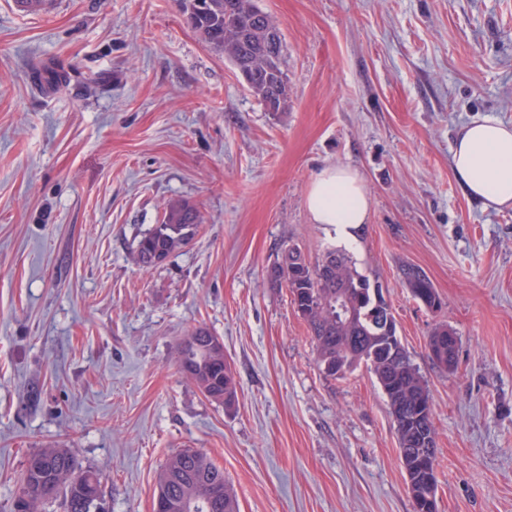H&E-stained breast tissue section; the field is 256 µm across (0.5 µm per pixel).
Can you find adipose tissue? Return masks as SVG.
<instances>
[{
    "label": "adipose tissue",
    "mask_w": 512,
    "mask_h": 512,
    "mask_svg": "<svg viewBox=\"0 0 512 512\" xmlns=\"http://www.w3.org/2000/svg\"><path fill=\"white\" fill-rule=\"evenodd\" d=\"M452 170L469 197L512 206V127L491 119L461 126L454 138ZM306 206L313 223L331 227L344 249L357 247L370 220L361 173L348 165L323 168L311 181Z\"/></svg>",
    "instance_id": "adipose-tissue-1"
}]
</instances>
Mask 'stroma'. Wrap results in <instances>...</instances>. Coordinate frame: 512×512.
Returning a JSON list of instances; mask_svg holds the SVG:
<instances>
[{
	"mask_svg": "<svg viewBox=\"0 0 512 512\" xmlns=\"http://www.w3.org/2000/svg\"><path fill=\"white\" fill-rule=\"evenodd\" d=\"M283 37L288 107L268 111L179 0H0V512L28 457L66 448L106 512H153L173 453L224 470L239 512H413L374 374H325L282 248L318 262L331 229L305 197L324 167L362 174L353 255L378 279L426 380L437 512H512V207L468 198L456 130L512 125V0H259ZM69 73L53 90L36 65ZM103 85L85 89V77ZM174 199L205 222L161 266L133 259ZM421 267L441 307L403 284ZM457 365L433 364L438 324ZM224 343L232 408L181 372L196 327ZM450 329V328H449ZM448 325L441 324L435 328L432 335L428 341L429 351L433 353L435 351L440 352L443 351L446 354V359L444 361L431 356V359L440 367L448 369L451 366V363L448 361V343H456L457 337L454 333L448 332Z\"/></svg>",
	"mask_w": 512,
	"mask_h": 512,
	"instance_id": "35a3bbf8",
	"label": "stroma"
}]
</instances>
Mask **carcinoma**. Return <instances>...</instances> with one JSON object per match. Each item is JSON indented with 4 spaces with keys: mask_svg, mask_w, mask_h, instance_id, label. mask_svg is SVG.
Wrapping results in <instances>:
<instances>
[{
    "mask_svg": "<svg viewBox=\"0 0 512 512\" xmlns=\"http://www.w3.org/2000/svg\"><path fill=\"white\" fill-rule=\"evenodd\" d=\"M187 20L202 38L243 69L258 72L254 95L272 100L277 111L288 106V81L282 69V42H277L273 64L267 61L263 31L269 17L256 9L255 0H180ZM203 216L187 200L167 204L159 224L138 241L135 261L144 268L162 265L189 245ZM414 299L429 309L440 297L426 273L415 265L400 269ZM272 275L284 280L297 312L307 324L317 362L332 377H343L365 364L387 398L398 433L399 457L410 492L427 484L437 488V443L432 398L426 381L397 335V324L378 282L361 273L346 252L327 249L311 264L298 249H288L285 266L273 265ZM432 352H448V325L429 337ZM179 366L209 400L229 408L236 398L231 368L224 363V343L205 327L194 329L177 347ZM224 469L207 455L184 448L165 462L158 495L165 496L168 512H238L225 487ZM64 512H103L100 474L78 471L65 448H42L31 454L22 474L14 512H46L57 493Z\"/></svg>",
    "mask_w": 512,
    "mask_h": 512,
    "instance_id": "cac0c4a2",
    "label": "carcinoma"
}]
</instances>
